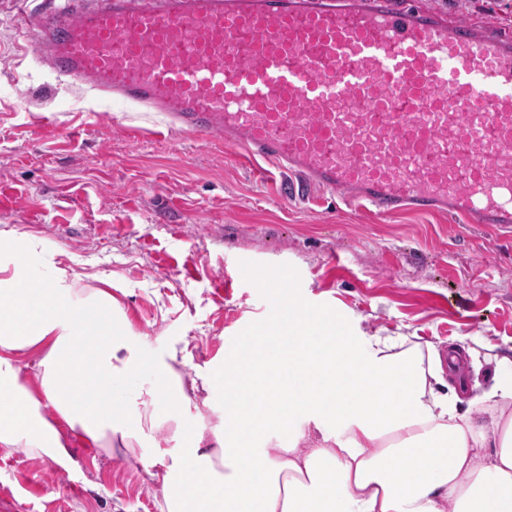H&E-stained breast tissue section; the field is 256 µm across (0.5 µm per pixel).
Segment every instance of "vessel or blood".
Instances as JSON below:
<instances>
[{
  "label": "vessel or blood",
  "mask_w": 512,
  "mask_h": 512,
  "mask_svg": "<svg viewBox=\"0 0 512 512\" xmlns=\"http://www.w3.org/2000/svg\"><path fill=\"white\" fill-rule=\"evenodd\" d=\"M58 76L381 215L512 232V36L412 0H55Z\"/></svg>",
  "instance_id": "obj_1"
}]
</instances>
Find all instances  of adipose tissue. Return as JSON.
Wrapping results in <instances>:
<instances>
[{"label": "adipose tissue", "instance_id": "1", "mask_svg": "<svg viewBox=\"0 0 512 512\" xmlns=\"http://www.w3.org/2000/svg\"><path fill=\"white\" fill-rule=\"evenodd\" d=\"M120 312L66 268L37 280L0 262V448L66 463L76 433L130 454L161 484V512H512V372L459 395L484 338L370 335L295 297L186 381L174 369L186 346L145 354L135 334L113 335ZM24 353L38 356L37 386ZM147 371L165 389L141 382ZM217 384L223 429L186 433L169 397L191 406ZM161 431L171 447L145 449Z\"/></svg>", "mask_w": 512, "mask_h": 512}]
</instances>
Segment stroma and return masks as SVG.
<instances>
[{"mask_svg":"<svg viewBox=\"0 0 512 512\" xmlns=\"http://www.w3.org/2000/svg\"><path fill=\"white\" fill-rule=\"evenodd\" d=\"M0 0V232L40 238L39 255L0 242V261L35 277L66 267L84 288L112 280L144 348L189 343L190 364L226 347L283 296L329 304L369 332L421 343L481 336L512 357V237L494 225L433 215L380 217L312 191L279 195L231 150L160 135L162 114L97 98L29 54L19 8ZM428 10L512 31V0H419ZM63 469L25 448H0V500L9 512H159L161 487L130 456L85 447Z\"/></svg>","mask_w":512,"mask_h":512,"instance_id":"obj_1","label":"stroma"}]
</instances>
